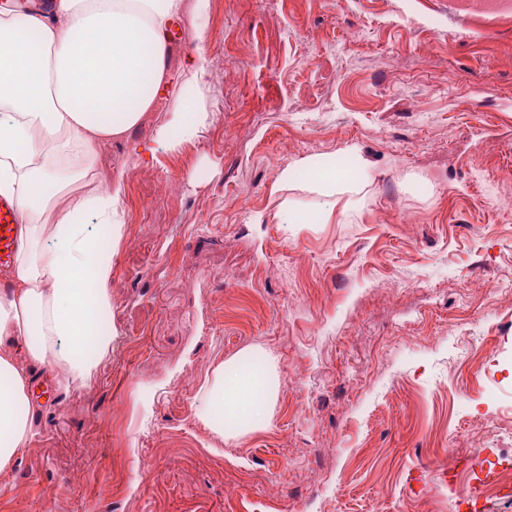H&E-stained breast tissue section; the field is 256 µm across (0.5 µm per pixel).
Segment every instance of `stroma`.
<instances>
[{"instance_id":"obj_1","label":"stroma","mask_w":512,"mask_h":512,"mask_svg":"<svg viewBox=\"0 0 512 512\" xmlns=\"http://www.w3.org/2000/svg\"><path fill=\"white\" fill-rule=\"evenodd\" d=\"M169 40L208 73L195 138L155 111L103 164L124 182L112 355L33 378L0 512H512V12L489 0H210ZM348 158L357 211L287 224L303 162ZM294 179L280 187L279 176ZM260 357L261 425L217 436L204 388ZM484 466H476L474 453Z\"/></svg>"}]
</instances>
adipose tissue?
I'll return each instance as SVG.
<instances>
[{"instance_id":"ef3b65f1","label":"adipose tissue","mask_w":512,"mask_h":512,"mask_svg":"<svg viewBox=\"0 0 512 512\" xmlns=\"http://www.w3.org/2000/svg\"><path fill=\"white\" fill-rule=\"evenodd\" d=\"M183 0H54L46 11L0 9V195L14 197L23 224L6 292L0 293V470L12 468L32 436L29 366L48 364L84 385L112 351L100 324L112 317V257L125 226L123 184L99 149L125 137L168 86V28ZM156 130L171 145L208 121L198 105L201 63ZM311 206L331 217L351 210L361 183L312 158ZM95 216L98 232L87 229ZM272 375L217 368L205 411L227 422L260 413Z\"/></svg>"}]
</instances>
